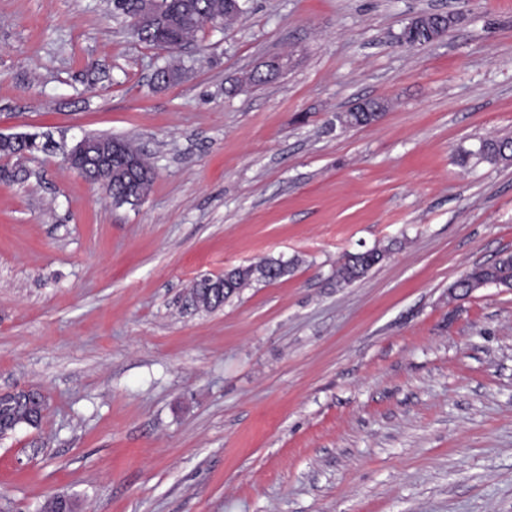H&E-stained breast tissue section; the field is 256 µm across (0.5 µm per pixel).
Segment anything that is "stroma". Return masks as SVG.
<instances>
[{
	"label": "stroma",
	"mask_w": 512,
	"mask_h": 512,
	"mask_svg": "<svg viewBox=\"0 0 512 512\" xmlns=\"http://www.w3.org/2000/svg\"><path fill=\"white\" fill-rule=\"evenodd\" d=\"M422 13L456 22L399 46ZM179 56L158 86L112 0H0V136L54 142L0 157V392L49 403L0 438V512H512V289L449 290L512 252V164L453 161L512 136V0H247ZM92 134L148 154L147 197L64 164ZM264 258L295 267L182 311ZM437 33L438 29L433 25L418 27L415 33L404 25L397 34L396 41L402 46L413 48L434 42ZM371 104V108L374 110V112H356L364 107L362 100L352 107L353 112L347 111L336 113V126L339 125L341 128H346L369 126L377 123L384 116L388 105L381 100L371 101ZM375 110L377 112H375ZM386 250L373 248L364 252L346 254L336 270V283L348 284L363 277L385 257Z\"/></svg>",
	"instance_id": "obj_1"
}]
</instances>
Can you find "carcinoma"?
<instances>
[{"label": "carcinoma", "mask_w": 512, "mask_h": 512, "mask_svg": "<svg viewBox=\"0 0 512 512\" xmlns=\"http://www.w3.org/2000/svg\"><path fill=\"white\" fill-rule=\"evenodd\" d=\"M146 0H112V10L116 16L127 23L130 34L138 41L160 48L162 44L182 45L193 37L208 22L230 25L240 14L231 13L229 0H157L152 7L153 18L147 25L137 24L136 19L145 8ZM438 29L422 26L411 32L402 27L396 35V41L402 46L418 47L434 42ZM186 72L183 64L166 65L154 74V81L170 84L181 80ZM387 110V104L381 100L372 102L370 112H338L336 124L342 128L369 126L377 123ZM94 143L115 144L112 151V181L105 192L117 204L128 202L131 184L121 178L118 172L127 166V162L136 160L140 168L152 172L142 150L132 141L119 137L92 135ZM476 163L498 165L512 161V136L486 138L479 141L474 150H463L458 162L466 165L470 160ZM385 257V251L373 248L364 252L347 254L336 270V283L348 284L363 277ZM290 264L280 260H267L256 266L241 267L234 272L232 282L218 286V279L202 277L194 282L185 296V307L195 311H212L224 305L241 289L255 280L274 281L289 272ZM494 285L512 289V253L504 252L491 264L476 265L465 275L457 279L452 288L468 294L478 288ZM43 398L35 390H21L8 393L0 398V436L6 437L18 428L29 426L36 428L41 423L40 410ZM41 512H74V503L70 499L62 500L55 496L48 498Z\"/></svg>", "instance_id": "obj_1"}]
</instances>
